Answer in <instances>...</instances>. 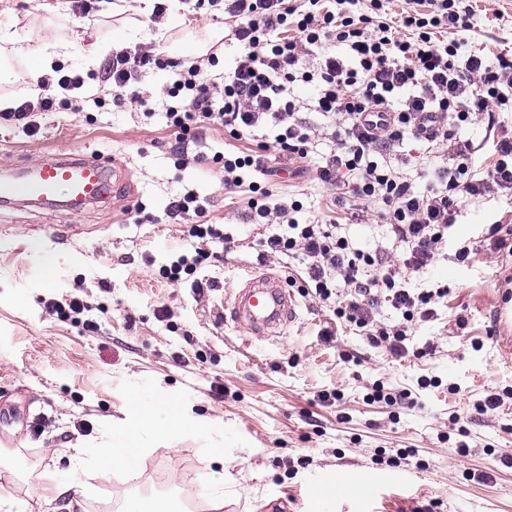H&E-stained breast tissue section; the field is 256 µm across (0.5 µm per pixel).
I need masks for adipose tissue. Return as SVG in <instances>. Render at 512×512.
<instances>
[{"label": "adipose tissue", "instance_id": "adipose-tissue-1", "mask_svg": "<svg viewBox=\"0 0 512 512\" xmlns=\"http://www.w3.org/2000/svg\"><path fill=\"white\" fill-rule=\"evenodd\" d=\"M0 42L27 57L28 77L34 84L51 73L54 61L69 56L67 43L58 37L56 30L47 27L22 34L5 31L0 33ZM183 427V421L175 418L169 401L158 396L147 404L141 398H134L127 422L120 427L118 438L113 439L110 451L100 464L123 472L128 480H136L155 439L175 435Z\"/></svg>", "mask_w": 512, "mask_h": 512}]
</instances>
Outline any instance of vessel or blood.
I'll use <instances>...</instances> for the list:
<instances>
[{"label":"vessel or blood","instance_id":"vessel-or-blood-1","mask_svg":"<svg viewBox=\"0 0 512 512\" xmlns=\"http://www.w3.org/2000/svg\"><path fill=\"white\" fill-rule=\"evenodd\" d=\"M65 201H58V194ZM111 194V168L100 155L54 156L34 167H21L13 176L0 180V203L23 200L37 207L64 203L81 212ZM296 298L282 278L249 273L243 288L235 295L233 319L256 330H267L293 322Z\"/></svg>","mask_w":512,"mask_h":512}]
</instances>
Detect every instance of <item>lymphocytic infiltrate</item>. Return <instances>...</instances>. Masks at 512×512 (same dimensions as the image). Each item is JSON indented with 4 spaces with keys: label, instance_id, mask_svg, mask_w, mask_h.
<instances>
[{
    "label": "lymphocytic infiltrate",
    "instance_id": "lymphocytic-infiltrate-1",
    "mask_svg": "<svg viewBox=\"0 0 512 512\" xmlns=\"http://www.w3.org/2000/svg\"><path fill=\"white\" fill-rule=\"evenodd\" d=\"M358 2L224 0L240 43L235 64L218 78L210 71L216 54L179 62L170 89L177 103L166 118L179 154L199 123L223 126L239 138L274 128L273 142L261 141L258 153L220 158L226 190L245 187L264 197L268 189L253 176L266 173V150L304 159L316 134L330 131L336 147L317 166L320 182L333 190L335 204L352 198L370 204L387 226L390 246L365 251L336 225L297 223L296 204L285 201H249L250 217L287 225V233L267 236L264 245L278 255L302 253L305 294L335 301L338 319L371 345L402 357L413 322L432 317L436 300L446 294L441 287L412 291L407 275L425 273L447 248L463 200L512 199V128L497 118L512 109V55L463 56L459 41L442 40V33L463 27L467 0H404L397 27L382 20L393 0H369V12L360 14ZM332 42L340 52L328 51ZM163 66L149 49L113 50L105 79L114 104L124 105L130 82ZM297 82L316 86L311 102L293 97ZM83 85L77 74L45 76L36 100L22 99L0 118L36 133L34 113L53 111L57 93ZM479 122L493 145L488 164L481 161L483 143L459 135ZM420 141L432 149L447 146L452 158L422 189L389 160L394 148ZM384 302L401 313L399 324L377 322Z\"/></svg>",
    "mask_w": 512,
    "mask_h": 512
}]
</instances>
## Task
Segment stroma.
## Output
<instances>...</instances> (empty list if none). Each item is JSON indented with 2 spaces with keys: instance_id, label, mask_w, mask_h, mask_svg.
<instances>
[{
  "instance_id": "stroma-1",
  "label": "stroma",
  "mask_w": 512,
  "mask_h": 512,
  "mask_svg": "<svg viewBox=\"0 0 512 512\" xmlns=\"http://www.w3.org/2000/svg\"><path fill=\"white\" fill-rule=\"evenodd\" d=\"M89 15H82V5ZM0 27L25 31L56 27L69 44L64 72L80 74L102 96L103 105L82 111L57 106L39 116L30 135L0 124V178L22 163H38L61 152L102 153L112 159L120 190L103 204L74 215L57 209L0 206V487L36 504L43 483L77 482L83 512H121L125 482L89 462L72 469L76 449L111 444L114 421L126 419L133 391L168 400L187 419H203L206 430L186 429L172 442H157L144 464L140 488L165 483L169 498L191 501L190 512H208L207 475L220 469L223 512H313L312 484L326 473L382 474L367 495L336 497L332 512H512V468L499 451L512 448V399L484 414L477 403L512 388V327L499 323L496 309L512 290V257L495 251L490 225L512 226V203L472 199L461 206L453 228L468 243L466 262L444 254L413 288L447 287L434 318L416 322L404 357L370 346L361 333L334 318L329 307L297 296L293 323L255 334L224 317L242 287L241 273L287 277L303 267L301 255H266V229L251 224L249 192L224 188L215 154L237 155L256 142L203 126L178 165L174 134L162 101L172 68L155 71L131 89L149 102L141 108L111 102L112 86L103 70L111 48L155 47L165 42L195 43L208 33L215 44V73L231 67L239 44L223 7L182 17L168 8L153 25L148 15L107 10L105 0H70L68 20L31 11L28 0H12ZM462 52L494 55L512 50V0H473ZM106 48L95 62L81 58L85 43ZM335 144L315 139L308 162L270 159L281 172L273 201L298 200L301 224L337 221L360 247L384 240L381 220L360 222L335 207L332 193L308 163L328 155ZM193 193L208 223L224 239L189 237L194 213L174 218L164 210L174 196ZM142 203L144 218L129 211ZM43 224L74 226L57 243ZM203 247L211 255L194 273L162 278L160 269L180 253ZM83 300L88 310L63 318L49 302ZM423 378L439 387L420 388ZM410 391L411 408L369 400L375 384ZM465 441L467 455L456 452ZM229 445L228 463L203 456L204 447ZM23 473H11L14 459Z\"/></svg>"
}]
</instances>
